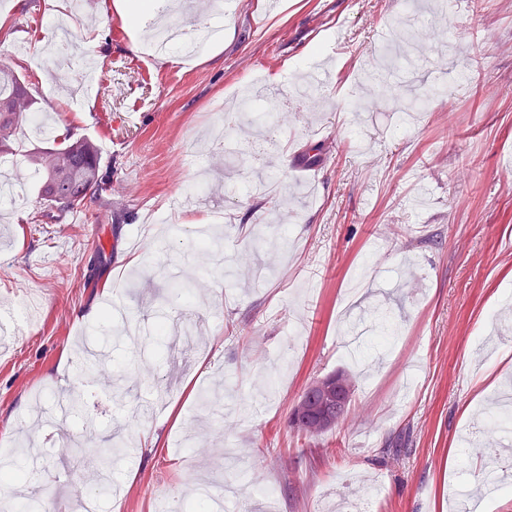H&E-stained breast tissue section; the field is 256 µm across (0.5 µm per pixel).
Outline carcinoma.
<instances>
[{
  "instance_id": "obj_1",
  "label": "carcinoma",
  "mask_w": 512,
  "mask_h": 512,
  "mask_svg": "<svg viewBox=\"0 0 512 512\" xmlns=\"http://www.w3.org/2000/svg\"><path fill=\"white\" fill-rule=\"evenodd\" d=\"M46 109L37 105L28 83L0 65V162L19 155L37 176L40 209L35 224H65L69 216L103 203L112 204V181L100 174V152L95 141L51 135L45 144L24 152L16 148L17 134L32 125ZM336 406L318 403L317 392L305 391L292 407L289 426L299 436L314 438L335 428Z\"/></svg>"
}]
</instances>
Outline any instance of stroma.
<instances>
[{"mask_svg":"<svg viewBox=\"0 0 512 512\" xmlns=\"http://www.w3.org/2000/svg\"><path fill=\"white\" fill-rule=\"evenodd\" d=\"M86 0H26L0 31V63L56 106L58 134L101 149L112 213L71 226L34 224V177L0 205V454L23 436L47 453L36 480L0 486V502L51 492L72 512L107 457L75 477L57 463L60 428L44 418L82 390L75 433L132 435L112 466L120 497L99 512H185L199 492L224 512H252L272 490L278 512H458L454 489L497 457L483 433L488 401L512 380V0H239L236 14L184 15L224 41L159 59L117 13ZM70 37L65 66L39 79L43 40ZM321 70L316 91L300 78ZM261 74L276 147L237 91ZM85 94L86 111L68 109ZM223 219L232 274L199 255L192 232ZM176 280L194 282L175 312L194 345L172 355L154 335ZM113 291L142 344L104 325ZM98 342L112 383L78 381L77 346ZM359 376L345 420L317 438L288 418L326 374ZM491 376V383L475 381ZM212 389L219 402L201 407Z\"/></svg>","mask_w":512,"mask_h":512,"instance_id":"stroma-1","label":"stroma"}]
</instances>
